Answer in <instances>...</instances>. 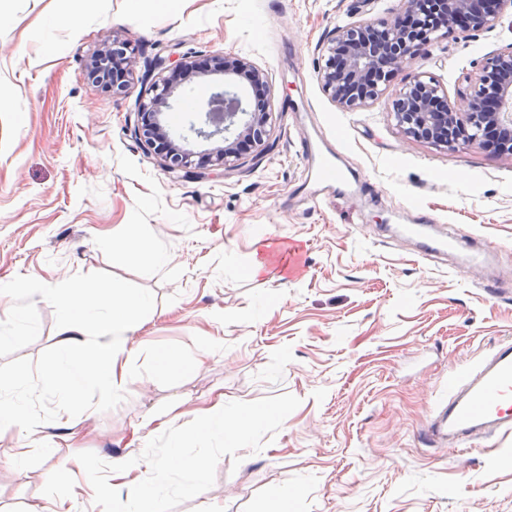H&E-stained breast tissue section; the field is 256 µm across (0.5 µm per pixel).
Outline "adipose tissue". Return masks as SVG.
I'll list each match as a JSON object with an SVG mask.
<instances>
[{
  "label": "adipose tissue",
  "instance_id": "adipose-tissue-1",
  "mask_svg": "<svg viewBox=\"0 0 512 512\" xmlns=\"http://www.w3.org/2000/svg\"><path fill=\"white\" fill-rule=\"evenodd\" d=\"M111 247L149 272L170 264L167 252L153 247L137 224L127 225L121 239L112 242ZM41 294L59 314L58 351L47 369L55 392L73 406L81 405L89 387L95 388L99 402L119 398L132 368L133 351L128 340L142 329L150 297L130 292L118 283L102 290L82 279L47 286ZM208 466V461L185 458L176 447L161 460L152 449L144 448L136 453H113L94 467L83 457L67 456L43 471L40 479L54 486L66 475L77 473L85 478L93 498L108 499L114 512H156L171 472L191 474L186 491L196 494L203 488Z\"/></svg>",
  "mask_w": 512,
  "mask_h": 512
}]
</instances>
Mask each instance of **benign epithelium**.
I'll return each mask as SVG.
<instances>
[{
    "label": "benign epithelium",
    "instance_id": "1",
    "mask_svg": "<svg viewBox=\"0 0 512 512\" xmlns=\"http://www.w3.org/2000/svg\"><path fill=\"white\" fill-rule=\"evenodd\" d=\"M512 16V0H399L397 13L376 22H354L335 28L324 52L325 66L319 77L324 91L340 107L355 110L377 99L383 85L410 68L431 38L451 35L456 28L493 29ZM162 66L156 60L144 64L142 79L150 82L149 97L138 108L141 123L137 137L154 147L172 170L193 165L195 151L188 137L170 138L157 145L155 133L163 132L162 119L176 95V77L184 74L205 78L223 73V57L203 72L185 57L171 79H152ZM394 116L404 135L437 146L478 144L487 147L490 137L508 145L512 155V43L493 53L480 74L469 79L467 91L451 100L430 79L416 74L408 78L393 104ZM191 133L211 142L200 166H231L238 159L236 143L247 138L264 144L268 112H254L226 83L195 108Z\"/></svg>",
    "mask_w": 512,
    "mask_h": 512
}]
</instances>
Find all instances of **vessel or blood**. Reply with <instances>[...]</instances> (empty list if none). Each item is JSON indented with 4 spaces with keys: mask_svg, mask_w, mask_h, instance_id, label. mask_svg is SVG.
Returning <instances> with one entry per match:
<instances>
[{
    "mask_svg": "<svg viewBox=\"0 0 512 512\" xmlns=\"http://www.w3.org/2000/svg\"><path fill=\"white\" fill-rule=\"evenodd\" d=\"M405 238L420 243L423 254L445 253L462 244L459 233L432 238L425 225L404 226ZM512 434V340L500 342L466 374L452 381L447 395L432 409L422 435L433 444L466 447L480 435Z\"/></svg>",
    "mask_w": 512,
    "mask_h": 512,
    "instance_id": "vessel-or-blood-1",
    "label": "vessel or blood"
}]
</instances>
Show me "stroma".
Wrapping results in <instances>:
<instances>
[{
	"instance_id": "1",
	"label": "stroma",
	"mask_w": 512,
	"mask_h": 512,
	"mask_svg": "<svg viewBox=\"0 0 512 512\" xmlns=\"http://www.w3.org/2000/svg\"><path fill=\"white\" fill-rule=\"evenodd\" d=\"M399 0H95L78 27L72 0H0V279L57 284L119 282L152 306L130 344L133 369L120 399L83 406L53 395L46 366L57 348L55 310L30 294L0 299V389L25 371L32 419L0 436V469L11 449L22 475L0 481V512H47L57 490L28 478L70 454L55 429L69 416L86 435L79 452L100 461L115 451L164 452L184 439L185 457L213 460L201 495L180 491L161 512H512V444L467 449L422 438L448 375L512 337V290L485 287L456 271L458 251L434 259L399 238L416 216L436 219L493 249L492 272L512 282V156L476 145L443 148L407 139L392 105L403 75L364 108L345 110L324 91L323 45L338 26L391 16ZM56 20L51 47L40 28ZM129 44L138 61L183 56L247 59L233 80L270 113L263 147L234 167L172 172L136 139L139 77L106 90L89 76L103 44ZM512 43V25L432 40L414 70L449 98L467 88L486 58ZM330 142L354 197L315 187L306 138ZM319 202H311V191ZM139 224L171 264L145 272L102 248ZM265 270L248 273L254 252ZM29 321L14 324L16 306ZM221 350L204 356L205 340ZM171 352L176 369L156 356ZM224 398L233 422L266 410L244 443L190 439L198 407ZM183 412L172 426L149 414ZM292 492L281 500V488Z\"/></svg>"
}]
</instances>
